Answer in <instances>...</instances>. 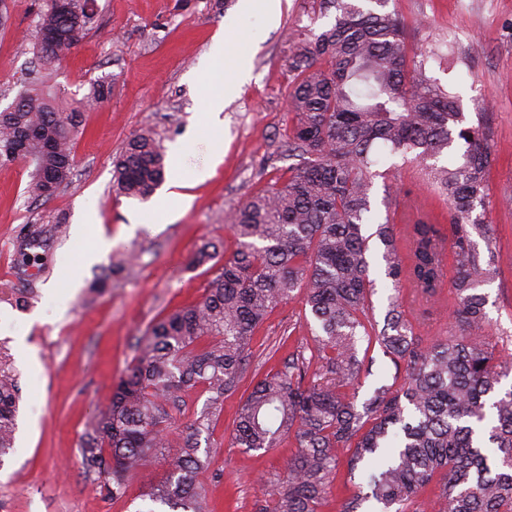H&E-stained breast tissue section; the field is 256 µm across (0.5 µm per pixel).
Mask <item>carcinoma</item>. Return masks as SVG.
<instances>
[{"instance_id": "obj_1", "label": "carcinoma", "mask_w": 512, "mask_h": 512, "mask_svg": "<svg viewBox=\"0 0 512 512\" xmlns=\"http://www.w3.org/2000/svg\"><path fill=\"white\" fill-rule=\"evenodd\" d=\"M43 0L33 53L40 67L61 65L88 30L87 0ZM313 0L312 13L336 9L334 23L290 48L293 74L285 146L299 163L288 179L232 214L237 243L194 305L159 318L139 337L136 356L113 388L110 403L88 423L80 463L106 499L123 497L127 482L169 447L172 412L190 390L209 394L162 456L165 477L150 500L169 512H209L197 471L215 453L199 455L200 437L238 389L252 358L255 330L282 302L299 295L317 324L312 343L288 355L283 369L259 378L236 421L234 444L270 452L292 436L298 452L277 480L269 512H318L340 456L351 478L361 474L339 512H359L370 499L382 512L403 506L434 485L439 512H512V365L494 361L496 336L487 328L492 252L486 183L494 166L488 134L470 124L456 96L428 75L437 50L410 52L405 24L383 7L388 0ZM84 103L61 104L38 78L0 111V162L32 168L29 195L48 201L71 179L73 140ZM421 167L425 182L448 202L451 239L425 218L398 233L390 216L374 236L383 246L384 275L394 294L382 327L368 317L376 288L370 279L372 189L384 163L380 150ZM447 155V164L437 160ZM165 178L164 154L149 132L131 137L114 162L125 197L146 199ZM456 266V320L461 332L426 347L402 309L401 290L427 299L440 293L444 249ZM207 241L188 261L195 269L217 259ZM363 331L384 355L405 364L402 382L382 381L357 409L346 389L358 383ZM20 398L18 378L0 354V458L13 448Z\"/></svg>"}]
</instances>
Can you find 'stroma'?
I'll use <instances>...</instances> for the list:
<instances>
[{
    "label": "stroma",
    "instance_id": "1",
    "mask_svg": "<svg viewBox=\"0 0 512 512\" xmlns=\"http://www.w3.org/2000/svg\"><path fill=\"white\" fill-rule=\"evenodd\" d=\"M277 27L244 13L241 0H95L91 29L50 82L62 102L89 96L94 83L112 86L105 102L87 109L74 143L70 183L51 200L32 199L30 170L0 164V346L8 349L19 378L14 447L0 462V512H151L161 465L143 470L125 495L102 499L80 464L85 424L110 401L112 389L136 352L139 336L167 312L197 302L213 273L191 271L189 258L207 240L232 253L230 214L287 176L278 154L287 120L288 56L292 39L332 16L313 19L310 0H281ZM42 0H0V110L26 85L37 62L31 37ZM387 11L407 26L411 49L447 51L449 29L459 47L475 46L468 61L432 63L431 76L456 93L469 121L483 120L497 161L489 179L486 217L491 242L475 239L479 253L494 251L498 274L482 291L498 332L501 357L512 359V0H388ZM240 53L250 78L230 95L217 129L201 112L204 65L215 37ZM486 112L476 116L474 104ZM153 130L164 150L190 145L181 180L188 202L171 200L160 223H148L153 200L117 195L112 160L130 137ZM224 157L213 175L195 181L215 148ZM96 218L111 247L93 261L80 257L90 243L75 237L84 215ZM136 251L135 266L115 272L112 289L94 295L89 285L120 254ZM76 265L60 278L58 261ZM29 293L25 305L4 289ZM58 300H50V292ZM317 326L306 321L300 298L279 304L253 335L254 357L238 389L224 398L211 427L217 452L196 480L207 490L211 512H261L271 480L297 451L288 438L268 454L235 447L234 419L257 377L281 368L293 347L311 341ZM364 372L351 393L369 398L383 379L405 374L403 363L359 340Z\"/></svg>",
    "mask_w": 512,
    "mask_h": 512
}]
</instances>
